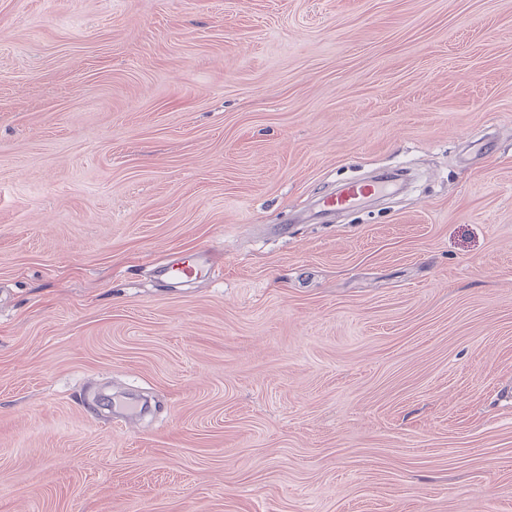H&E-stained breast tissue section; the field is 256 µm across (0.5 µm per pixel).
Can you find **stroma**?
<instances>
[{
    "instance_id": "1",
    "label": "stroma",
    "mask_w": 512,
    "mask_h": 512,
    "mask_svg": "<svg viewBox=\"0 0 512 512\" xmlns=\"http://www.w3.org/2000/svg\"><path fill=\"white\" fill-rule=\"evenodd\" d=\"M0 512H512V0H0ZM382 191V186L377 182L352 183L347 185L342 191L336 194V196L323 197L319 205L323 210L351 209L357 206L363 198Z\"/></svg>"
}]
</instances>
